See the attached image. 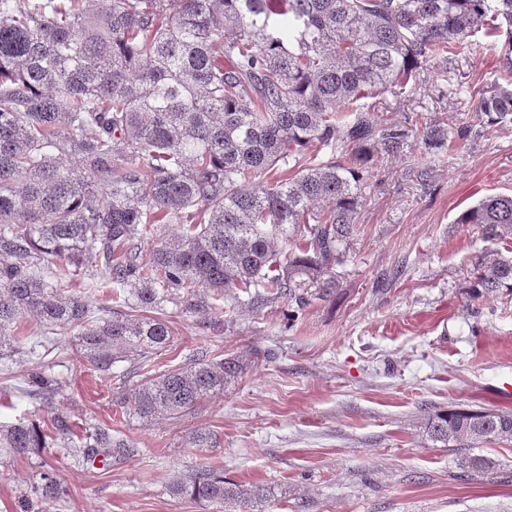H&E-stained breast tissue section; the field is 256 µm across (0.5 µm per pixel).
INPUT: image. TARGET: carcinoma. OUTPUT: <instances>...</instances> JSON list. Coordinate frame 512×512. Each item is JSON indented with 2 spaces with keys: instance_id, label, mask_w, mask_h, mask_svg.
Returning <instances> with one entry per match:
<instances>
[{
  "instance_id": "cac0c4a2",
  "label": "carcinoma",
  "mask_w": 512,
  "mask_h": 512,
  "mask_svg": "<svg viewBox=\"0 0 512 512\" xmlns=\"http://www.w3.org/2000/svg\"><path fill=\"white\" fill-rule=\"evenodd\" d=\"M503 27L512 41V0H0V349L27 342L17 325L33 315L74 333L81 371L107 373L124 353L147 362L170 344L168 304L206 318L242 292L304 307L303 288L350 253L374 157L405 136L370 99ZM507 70L506 85L478 97L477 120L512 116V61ZM467 133L438 124L425 146ZM456 223L504 245L471 258L470 288L511 295L512 196H487ZM164 224L182 231L166 236ZM78 275L110 289L111 315L67 293ZM243 369L194 359L145 377L126 408L181 418ZM24 382L46 406L59 391L42 366ZM425 429L446 448L512 438V413L438 409ZM70 436L59 418H23L0 425V453L67 448ZM191 444L217 438L199 428ZM78 452L107 467L138 448L104 425ZM458 466L463 478L496 461ZM170 492L244 508L272 495L203 466ZM33 494L59 498L53 469Z\"/></svg>"
}]
</instances>
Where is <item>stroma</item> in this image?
Masks as SVG:
<instances>
[{
	"label": "stroma",
	"instance_id": "obj_1",
	"mask_svg": "<svg viewBox=\"0 0 512 512\" xmlns=\"http://www.w3.org/2000/svg\"><path fill=\"white\" fill-rule=\"evenodd\" d=\"M505 54L504 41L490 50L476 35L450 62H429L415 84L379 95L381 119L407 136L373 167L352 250L305 289L302 310L228 299L215 324L172 310L173 340L151 369L219 353L246 366L195 414L125 417L139 360L124 358L102 376L79 371L68 336L56 337L54 353L1 354L0 373L10 377L0 376V388L13 393L0 424L56 417L76 442L109 425L138 453L110 467L80 463L65 448L0 455V512H20L47 465L62 489L47 512H224L170 494L175 475L199 466L274 488L255 512H512V439L478 444L476 454L497 468L463 482L460 450L424 431L439 407L512 412V296L471 299L469 259L485 243L456 222L483 197L512 195V119L474 124L470 95L498 87ZM451 112L472 134L452 152H427L425 128ZM38 364L63 383L48 406L17 390ZM199 428L218 447H191Z\"/></svg>",
	"mask_w": 512,
	"mask_h": 512
}]
</instances>
